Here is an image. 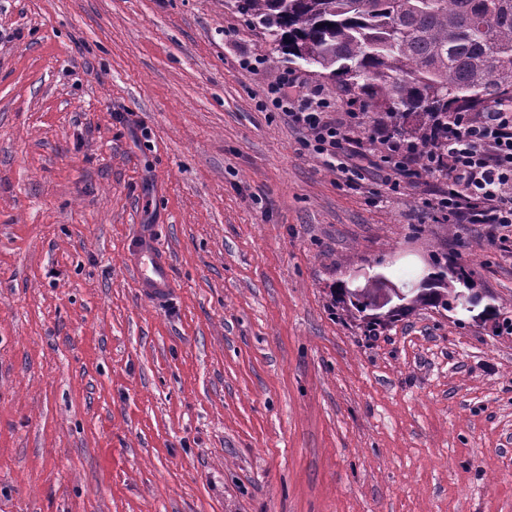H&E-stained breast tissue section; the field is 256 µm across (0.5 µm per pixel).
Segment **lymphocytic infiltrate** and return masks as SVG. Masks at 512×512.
<instances>
[{
  "instance_id": "obj_1",
  "label": "lymphocytic infiltrate",
  "mask_w": 512,
  "mask_h": 512,
  "mask_svg": "<svg viewBox=\"0 0 512 512\" xmlns=\"http://www.w3.org/2000/svg\"><path fill=\"white\" fill-rule=\"evenodd\" d=\"M261 106L288 116L304 131V147L325 156L342 174L356 175L360 162L371 158L386 170L393 188L418 164L445 181L430 206L448 223L512 227V101L457 113L442 123L434 145L424 152L385 124L369 142L360 141V113L349 107L336 113L324 90L307 88L293 72H283L268 84Z\"/></svg>"
}]
</instances>
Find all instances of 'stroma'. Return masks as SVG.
<instances>
[{
    "label": "stroma",
    "instance_id": "obj_1",
    "mask_svg": "<svg viewBox=\"0 0 512 512\" xmlns=\"http://www.w3.org/2000/svg\"><path fill=\"white\" fill-rule=\"evenodd\" d=\"M286 68L338 88L236 0H0V512H512L502 229L304 150ZM441 264L472 312L346 300ZM130 262L137 274L140 288H146L154 297L167 294L171 289L170 271L166 255L149 247L137 250Z\"/></svg>",
    "mask_w": 512,
    "mask_h": 512
}]
</instances>
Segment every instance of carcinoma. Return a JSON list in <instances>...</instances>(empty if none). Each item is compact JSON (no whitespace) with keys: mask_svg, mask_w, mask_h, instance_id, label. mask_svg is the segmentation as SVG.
<instances>
[{"mask_svg":"<svg viewBox=\"0 0 512 512\" xmlns=\"http://www.w3.org/2000/svg\"><path fill=\"white\" fill-rule=\"evenodd\" d=\"M238 9L423 151L450 113L512 98V0H239ZM467 279L441 270L398 312L449 307Z\"/></svg>","mask_w":512,"mask_h":512,"instance_id":"cac0c4a2","label":"carcinoma"}]
</instances>
